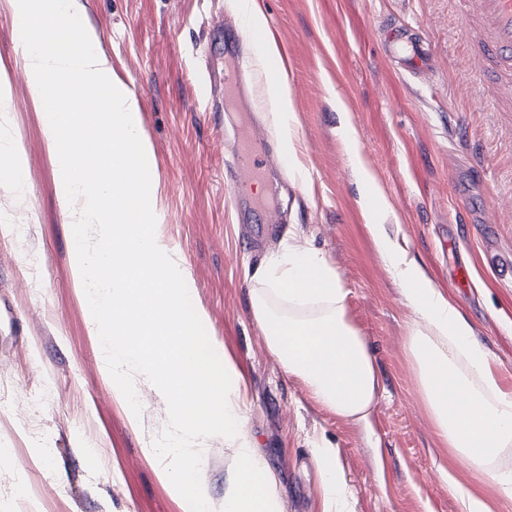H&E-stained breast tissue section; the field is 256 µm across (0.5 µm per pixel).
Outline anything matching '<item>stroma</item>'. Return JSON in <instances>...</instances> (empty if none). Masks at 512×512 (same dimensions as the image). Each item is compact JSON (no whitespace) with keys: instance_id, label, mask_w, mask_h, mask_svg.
I'll list each match as a JSON object with an SVG mask.
<instances>
[{"instance_id":"stroma-1","label":"stroma","mask_w":512,"mask_h":512,"mask_svg":"<svg viewBox=\"0 0 512 512\" xmlns=\"http://www.w3.org/2000/svg\"><path fill=\"white\" fill-rule=\"evenodd\" d=\"M235 2L80 0L99 51L140 101L158 231L191 276L211 342L245 380L246 426L283 512H325L312 448L323 438L339 450L352 512H462L449 479L475 489L486 480L437 444L405 354L415 313L376 254L359 193L371 172L387 201L377 223L459 306L512 384V276L502 271L512 258V113L475 105L473 61L448 0H255L256 28ZM389 25L429 44L428 71H402L384 40ZM237 50L256 76L253 112L226 102L224 70ZM0 64L13 103L0 138L14 145L28 186L15 199L0 174V225L29 227L22 243L0 232V512H40L20 495L44 489L67 512H188L148 452L168 422L165 399L136 376L146 398L133 425L112 396L9 0H0ZM272 69L287 81L298 171L270 118ZM252 122L273 174L237 197L238 132ZM259 196L273 199L278 222L255 207ZM290 240L322 252L349 290V315L381 376L373 435L315 404L253 319L249 276ZM202 451L205 496L221 512L233 461L220 437Z\"/></svg>"}]
</instances>
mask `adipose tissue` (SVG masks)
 Here are the masks:
<instances>
[{"mask_svg":"<svg viewBox=\"0 0 512 512\" xmlns=\"http://www.w3.org/2000/svg\"><path fill=\"white\" fill-rule=\"evenodd\" d=\"M367 230L415 319L406 356L441 448L477 464L498 499L512 501V387L498 377L487 349L459 308L435 288L383 225ZM255 321L271 352L312 399L337 419L370 428L380 395L375 358L352 322L335 268L297 243L266 258L251 279ZM331 512H349V487L337 448L316 445Z\"/></svg>","mask_w":512,"mask_h":512,"instance_id":"1","label":"adipose tissue"}]
</instances>
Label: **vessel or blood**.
Here are the masks:
<instances>
[{
  "label": "vessel or blood",
  "mask_w": 512,
  "mask_h": 512,
  "mask_svg": "<svg viewBox=\"0 0 512 512\" xmlns=\"http://www.w3.org/2000/svg\"><path fill=\"white\" fill-rule=\"evenodd\" d=\"M468 35L467 48L474 61L470 81L477 103L485 112H512V0H448ZM387 38L399 51L406 70L420 69L429 55L418 40L388 30ZM252 134L240 139L238 168L242 183L262 176L265 160L251 148Z\"/></svg>",
  "instance_id": "b4317fda"
}]
</instances>
